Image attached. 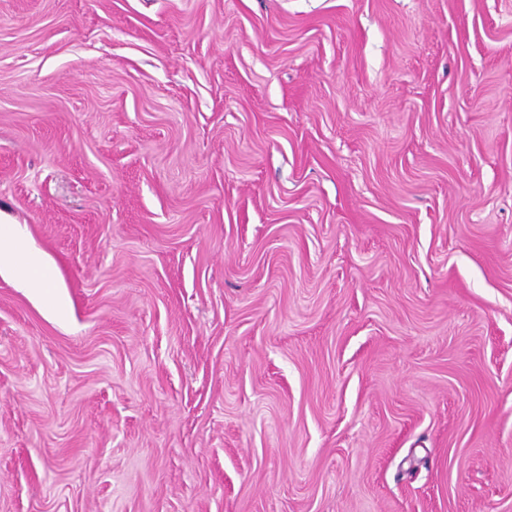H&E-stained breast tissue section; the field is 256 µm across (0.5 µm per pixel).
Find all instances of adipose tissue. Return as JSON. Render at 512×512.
<instances>
[{
  "mask_svg": "<svg viewBox=\"0 0 512 512\" xmlns=\"http://www.w3.org/2000/svg\"><path fill=\"white\" fill-rule=\"evenodd\" d=\"M0 278L20 288L49 320L58 324L69 321L70 302L55 283L52 261L31 240L26 226L3 211H0Z\"/></svg>",
  "mask_w": 512,
  "mask_h": 512,
  "instance_id": "1",
  "label": "adipose tissue"
}]
</instances>
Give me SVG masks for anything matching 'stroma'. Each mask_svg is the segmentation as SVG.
Segmentation results:
<instances>
[{
  "mask_svg": "<svg viewBox=\"0 0 512 512\" xmlns=\"http://www.w3.org/2000/svg\"><path fill=\"white\" fill-rule=\"evenodd\" d=\"M0 512H512V0H0ZM49 256L30 238L26 225L0 211V278L8 279L58 324L69 321L68 298L57 287Z\"/></svg>",
  "mask_w": 512,
  "mask_h": 512,
  "instance_id": "35a3bbf8",
  "label": "stroma"
}]
</instances>
